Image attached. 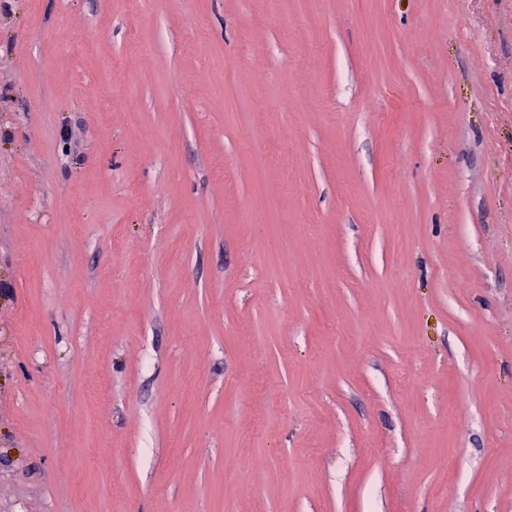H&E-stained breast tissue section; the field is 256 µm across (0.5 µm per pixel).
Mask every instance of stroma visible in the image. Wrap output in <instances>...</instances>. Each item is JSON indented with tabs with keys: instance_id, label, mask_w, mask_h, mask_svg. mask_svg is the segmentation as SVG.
<instances>
[{
	"instance_id": "35a3bbf8",
	"label": "stroma",
	"mask_w": 512,
	"mask_h": 512,
	"mask_svg": "<svg viewBox=\"0 0 512 512\" xmlns=\"http://www.w3.org/2000/svg\"><path fill=\"white\" fill-rule=\"evenodd\" d=\"M0 283V512H512V0H0Z\"/></svg>"
}]
</instances>
